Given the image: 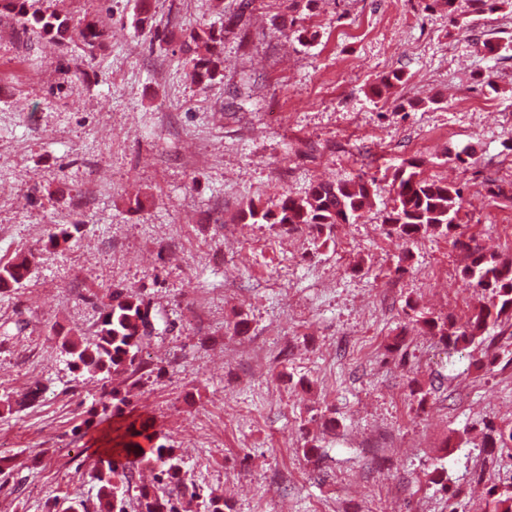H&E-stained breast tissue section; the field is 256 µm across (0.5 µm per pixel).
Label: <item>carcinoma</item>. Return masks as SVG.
Instances as JSON below:
<instances>
[{
  "label": "carcinoma",
  "instance_id": "1",
  "mask_svg": "<svg viewBox=\"0 0 512 512\" xmlns=\"http://www.w3.org/2000/svg\"><path fill=\"white\" fill-rule=\"evenodd\" d=\"M35 0H0V11L12 13L24 29L43 39L62 42L70 37L66 21L34 8ZM103 37V23L94 17L80 22V39L93 49ZM192 57L189 59L199 82L223 76L221 47L224 30L199 27L189 33ZM419 164L393 175L392 207L385 218L389 235L409 240L429 231L450 237L453 245L468 251L470 262L462 269L463 277L484 295L485 303L474 310L462 324L450 323L444 317H422L421 323L438 342L448 347L467 348L475 343L492 348L497 337L488 330L512 328V256L484 254L463 240L460 213L462 195L455 186L420 177ZM370 204V186L363 179L340 183H319L300 198L284 196L271 205L253 201L243 209L254 224H278L290 230L302 226L318 234L333 231L338 224H353ZM31 274V260L24 256L0 265V287L20 285ZM96 339L88 342L80 337L64 336L61 346L70 364L81 374H104L114 378L132 375L143 369L142 352L153 333L152 308L131 289H114L103 304ZM486 439L492 447L512 450V422L486 425ZM157 433L147 427L127 424L120 447L97 460L91 478L98 487L96 512H126L134 474L148 469L152 481L136 487L138 512H187L184 503L173 497L170 489L184 484L183 460L177 449L156 443ZM481 512H512V481L493 487L487 493Z\"/></svg>",
  "mask_w": 512,
  "mask_h": 512
}]
</instances>
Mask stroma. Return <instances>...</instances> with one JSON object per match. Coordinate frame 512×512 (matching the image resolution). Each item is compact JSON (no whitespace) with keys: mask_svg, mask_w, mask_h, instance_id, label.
Here are the masks:
<instances>
[{"mask_svg":"<svg viewBox=\"0 0 512 512\" xmlns=\"http://www.w3.org/2000/svg\"><path fill=\"white\" fill-rule=\"evenodd\" d=\"M40 6L107 27L88 51L0 17V264L33 257L0 291V512L92 503L93 442L133 420L182 455L191 512L214 497L224 512H480L512 478V451L484 429L512 421V346L477 371L426 335L407 302L464 322L480 300L468 254L383 221L393 174L418 159L461 189L473 246L512 255V198L487 192L512 187V58L483 49L512 41V0L455 23L442 0ZM200 23L226 30L212 83L187 63ZM358 178L372 208L322 246L241 217ZM114 288L150 302L154 332L144 369L113 382L123 416L103 423L102 382L72 369L59 335L93 339Z\"/></svg>","mask_w":512,"mask_h":512,"instance_id":"stroma-1","label":"stroma"}]
</instances>
